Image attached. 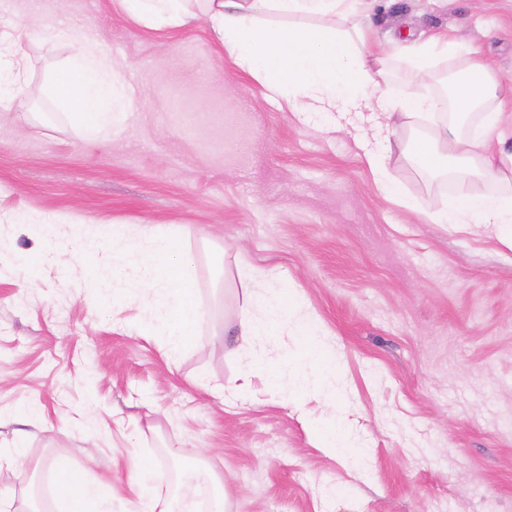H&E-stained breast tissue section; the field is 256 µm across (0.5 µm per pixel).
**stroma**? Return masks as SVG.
<instances>
[{
	"mask_svg": "<svg viewBox=\"0 0 512 512\" xmlns=\"http://www.w3.org/2000/svg\"><path fill=\"white\" fill-rule=\"evenodd\" d=\"M374 48L403 87L436 93L469 51L512 81V0H365ZM457 39L432 78L402 59ZM0 39L28 58L23 107L0 112V479L14 512H58L48 464L112 477L103 512H138L127 461L154 471L162 495L187 481L173 448L201 451L224 477L228 512H512V250L475 224H429L446 180L393 157L389 169L420 210L380 191L364 160L380 138L360 118L341 129L269 97L204 23L151 31L117 0H0ZM93 40L123 69L124 127L90 139L46 92L48 76ZM59 222L46 244L14 223ZM176 232L210 314L176 360L147 327L133 278L85 302L101 224ZM278 268L285 300L323 324L336 357V402L285 397L267 371L296 358L292 332L243 348L221 335L243 290L235 263ZM38 408L28 423L16 415ZM338 427L362 462L321 448Z\"/></svg>",
	"mask_w": 512,
	"mask_h": 512,
	"instance_id": "1",
	"label": "stroma"
}]
</instances>
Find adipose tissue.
Instances as JSON below:
<instances>
[{
	"mask_svg": "<svg viewBox=\"0 0 512 512\" xmlns=\"http://www.w3.org/2000/svg\"><path fill=\"white\" fill-rule=\"evenodd\" d=\"M191 0H120L123 12L150 29L176 28L200 20L233 56L236 65L260 80L269 92L298 112L334 110L367 111L376 130L395 126L434 124L436 137L446 145L438 152L425 142L415 144L413 153L428 173L449 172V159L460 162L453 172L464 185L478 176L490 185L488 191L460 190L449 197L445 208L426 215L430 224H479L493 231L512 248V82L493 78L489 69L471 57L454 88L459 115L482 105L478 129L461 133L455 121L436 123L438 111L446 108L439 96H423L408 89L391 91L392 64L388 57L371 49L363 30L353 26L361 0H202L192 10ZM346 21V28L330 26V19ZM79 81H70L68 72ZM49 90L69 122L93 135L120 129L131 103L120 73L111 57L96 42L75 47L62 70L50 79ZM25 93L24 61L11 47L0 48V110L10 111ZM393 151L390 138L379 149L366 152V161L378 187L397 198L408 210H416L414 199L403 196L393 180L388 159ZM112 243V276L134 272L141 300L153 306L150 325L164 336L171 357H178L195 335L205 311L199 302L190 268L192 259L177 246L174 236L145 225L106 226ZM236 278L251 292L233 324L225 333L241 344L273 337L292 329L302 342L299 357L282 362L278 376L302 374L323 394H331L336 364L312 339L322 332L311 314L296 316L284 300L285 279L276 270L256 271L251 265H236ZM132 483L138 488L141 512H186L181 501L163 497L150 483V475L137 459L128 463ZM55 491L66 512H97L108 485L77 479L63 460L52 464Z\"/></svg>",
	"mask_w": 512,
	"mask_h": 512,
	"instance_id": "ef3b65f1",
	"label": "adipose tissue"
}]
</instances>
